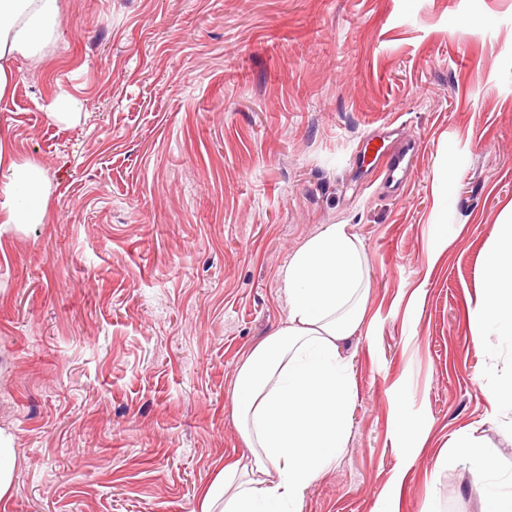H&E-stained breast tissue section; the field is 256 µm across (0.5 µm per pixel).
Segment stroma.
I'll return each mask as SVG.
<instances>
[{
  "mask_svg": "<svg viewBox=\"0 0 512 512\" xmlns=\"http://www.w3.org/2000/svg\"><path fill=\"white\" fill-rule=\"evenodd\" d=\"M15 69L0 135L50 191L42 223H0V512H199L248 453L237 369L329 224L364 247L366 316L347 446L303 512H480L448 453L466 436L512 474L477 381L512 355L470 315L512 224V0H63ZM373 133L421 144L391 196ZM13 460V448H5L0 440V499H3L11 490Z\"/></svg>",
  "mask_w": 512,
  "mask_h": 512,
  "instance_id": "35a3bbf8",
  "label": "stroma"
}]
</instances>
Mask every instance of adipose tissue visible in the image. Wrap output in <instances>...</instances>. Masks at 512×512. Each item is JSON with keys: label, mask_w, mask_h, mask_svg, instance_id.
Segmentation results:
<instances>
[{"label": "adipose tissue", "mask_w": 512, "mask_h": 512, "mask_svg": "<svg viewBox=\"0 0 512 512\" xmlns=\"http://www.w3.org/2000/svg\"><path fill=\"white\" fill-rule=\"evenodd\" d=\"M61 0H0V99L17 83L13 64L39 63L54 44ZM0 136V212L10 224H38L49 182L41 166L7 159ZM286 322L257 344L238 368L234 410L249 450L225 464L205 490L200 512H303L307 490L348 439L356 399L342 344L365 315L367 270L361 242L329 224L291 257L284 280ZM473 331L497 336L512 352V224L500 225L476 289Z\"/></svg>", "instance_id": "ef3b65f1"}]
</instances>
